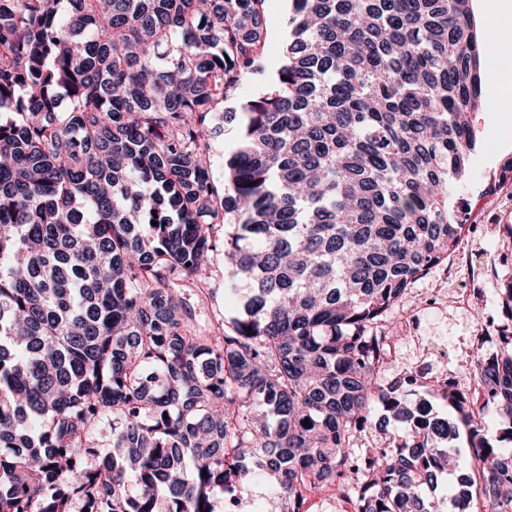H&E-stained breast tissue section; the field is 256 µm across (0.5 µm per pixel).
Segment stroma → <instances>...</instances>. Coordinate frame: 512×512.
I'll return each instance as SVG.
<instances>
[{"label":"stroma","mask_w":512,"mask_h":512,"mask_svg":"<svg viewBox=\"0 0 512 512\" xmlns=\"http://www.w3.org/2000/svg\"><path fill=\"white\" fill-rule=\"evenodd\" d=\"M263 10L266 36L261 67L245 76L242 91L246 94L266 86L282 57L286 0H265ZM477 34L485 48L481 58L482 104L472 114L476 144L456 198L467 223L481 225L482 232L474 239L463 236V248L418 278L380 324L382 331L393 334L391 352L378 371L381 383L393 381L406 370L416 373L418 382L408 388L407 401L424 397L443 412L448 406L438 394L439 380L448 376L466 383V353L474 344H482L489 353L499 349L500 336L489 332L488 326L490 321H503L499 292L503 281L512 278V233L505 230L512 224V206L502 205L499 198L485 193L504 162L512 158V106L492 104L500 78L492 59L494 35L482 26ZM478 271L484 274L480 294L473 295L469 307H459L456 294L471 290L472 275ZM203 278L214 295L198 305L196 314L200 322L211 323L231 310L224 302L223 253H214Z\"/></svg>","instance_id":"obj_1"}]
</instances>
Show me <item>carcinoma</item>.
<instances>
[{
    "label": "carcinoma",
    "mask_w": 512,
    "mask_h": 512,
    "mask_svg": "<svg viewBox=\"0 0 512 512\" xmlns=\"http://www.w3.org/2000/svg\"><path fill=\"white\" fill-rule=\"evenodd\" d=\"M264 2L0 0V512H222L255 477L275 512L353 480L355 512H443L422 490L461 426L458 512H512V328L484 395L443 383L452 419L374 377L378 324L467 231L471 0H288L244 97ZM221 246L216 336L186 289ZM376 402L411 438L354 457ZM287 1L266 0L263 5L266 36L261 53V68L245 76L242 95L263 89L274 67L280 63L286 36ZM236 139V121L225 122L223 135L212 144L211 161L214 174L218 178H223L224 176V154L234 147Z\"/></svg>",
    "instance_id": "carcinoma-1"
}]
</instances>
